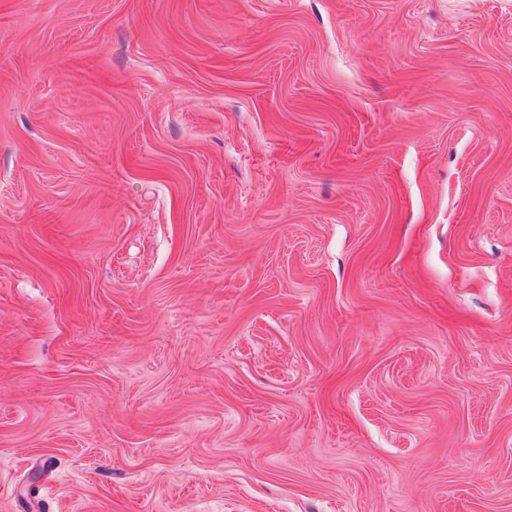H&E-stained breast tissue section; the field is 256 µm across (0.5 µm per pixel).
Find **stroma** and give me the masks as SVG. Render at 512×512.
<instances>
[{"label":"stroma","instance_id":"obj_1","mask_svg":"<svg viewBox=\"0 0 512 512\" xmlns=\"http://www.w3.org/2000/svg\"><path fill=\"white\" fill-rule=\"evenodd\" d=\"M0 512H512V0H0Z\"/></svg>","mask_w":512,"mask_h":512}]
</instances>
